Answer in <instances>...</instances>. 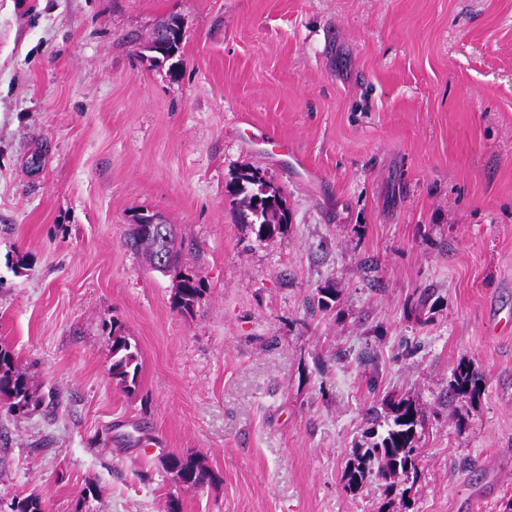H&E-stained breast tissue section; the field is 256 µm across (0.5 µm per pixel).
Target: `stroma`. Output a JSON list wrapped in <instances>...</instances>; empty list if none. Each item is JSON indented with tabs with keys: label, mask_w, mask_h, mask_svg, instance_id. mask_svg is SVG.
Here are the masks:
<instances>
[{
	"label": "stroma",
	"mask_w": 512,
	"mask_h": 512,
	"mask_svg": "<svg viewBox=\"0 0 512 512\" xmlns=\"http://www.w3.org/2000/svg\"><path fill=\"white\" fill-rule=\"evenodd\" d=\"M172 16L179 63L152 66L138 45ZM244 168L282 191L283 233L241 223ZM143 212L178 228L192 312L125 244ZM0 342L41 398L0 406V505L74 512L95 480L83 512H503L512 0H0ZM463 361L474 401L448 395ZM392 396L430 412L405 503L343 480ZM166 452L216 483L175 484ZM111 363L108 368L112 382L126 393L136 388L139 371V348L124 335L121 325L113 320L110 323ZM482 376L468 362L459 363L452 374L449 389L453 395L468 397L471 400L479 398L483 384ZM162 466L174 481V477L178 476L186 487L204 488L216 480L206 457L199 453L167 454L162 460Z\"/></svg>",
	"instance_id": "1"
}]
</instances>
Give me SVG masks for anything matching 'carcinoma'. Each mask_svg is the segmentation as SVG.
I'll use <instances>...</instances> for the list:
<instances>
[{
  "mask_svg": "<svg viewBox=\"0 0 512 512\" xmlns=\"http://www.w3.org/2000/svg\"><path fill=\"white\" fill-rule=\"evenodd\" d=\"M184 36L179 20L172 17L161 23L142 45V56L153 65H162L178 54ZM230 193L238 199L241 217L247 220L253 233L260 240L271 238L288 224V209L281 192L269 185L260 171L246 169L237 173ZM154 214L141 213L131 225L126 241L131 249L142 253L151 267L167 274L175 281L173 306L183 312L193 311L204 293L202 281L196 275L182 270V240L171 224H155ZM111 363L108 368L112 382L123 391L131 393L136 388L139 371V348L124 335L117 321L110 324ZM449 389L456 396L471 400L481 395L482 376L468 362L457 365L449 382ZM8 404L12 412L23 413L38 402V391L30 375L22 369L14 354L0 346V403ZM386 428L378 432L370 427L366 431L369 445L360 448L348 461L344 480L346 487L356 490L363 480L373 475L388 489L399 490L401 500H407L411 488H397L394 479L402 476L413 480L418 474L421 448L416 427L425 419V410L410 400H389ZM163 469L179 477L190 488H203L215 482L216 475L199 453L168 454L162 460ZM11 512H46L42 495L31 493L15 497Z\"/></svg>",
  "mask_w": 512,
  "mask_h": 512,
  "instance_id": "obj_1",
  "label": "carcinoma"
}]
</instances>
